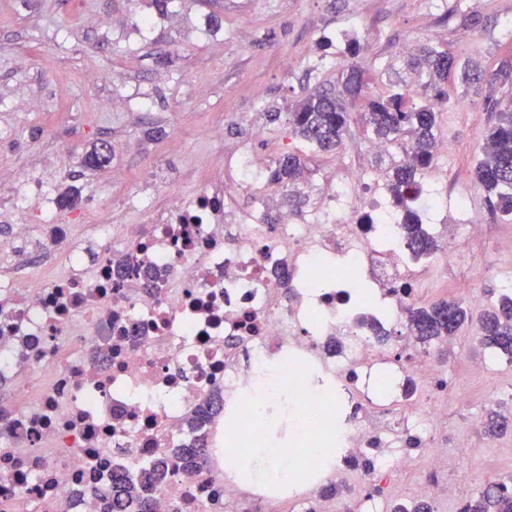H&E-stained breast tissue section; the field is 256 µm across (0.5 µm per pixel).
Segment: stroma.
Segmentation results:
<instances>
[{
	"mask_svg": "<svg viewBox=\"0 0 512 512\" xmlns=\"http://www.w3.org/2000/svg\"><path fill=\"white\" fill-rule=\"evenodd\" d=\"M151 0H0V165L19 180L40 177L38 156L52 154L54 193L66 191L68 176L80 179L78 237L97 229L96 209L112 203V225L146 223L151 206L164 192L146 198L147 172L172 176V190L188 192L222 171L226 152L249 141L255 154L273 157L287 137L285 120L267 113L289 105L319 86L336 88L351 64L363 71L364 91L374 96L390 89L407 92L409 107L431 102L423 88L408 90L406 59L424 44L456 59L478 61L487 70L512 64V0H173L148 35L127 24ZM106 14L122 28L100 30L87 16ZM222 23L221 39L200 28L201 19ZM357 37L358 56H350L344 34ZM295 63L282 69L284 60ZM96 82H89V75ZM448 103L438 114L455 150L444 160L448 186L473 183L482 157L479 147L495 120L494 107L505 91L498 83L468 87L449 81ZM127 96L121 112H104L100 100ZM364 102L348 110L351 120L343 152L366 167L386 172L392 160L366 154L369 135L362 119ZM224 128V140L207 139L208 127ZM112 142L111 170L85 172L83 160L95 145ZM512 227L490 221L471 240L473 257L440 266L420 281L430 301L476 289L473 314L495 307L502 279H512V255L497 251V240ZM476 324L465 325L448 342L440 365L448 376V435L443 444L457 455L481 449L486 468L468 477L445 472L455 482L454 497L433 505L434 512H460L462 503L491 481L512 480V427L489 437L473 430L471 418L494 409L491 393L512 391V370L491 362L479 377L468 374L460 358L488 354L475 338Z\"/></svg>",
	"mask_w": 512,
	"mask_h": 512,
	"instance_id": "stroma-1",
	"label": "stroma"
}]
</instances>
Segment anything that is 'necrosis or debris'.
I'll return each mask as SVG.
<instances>
[{"label":"necrosis or debris","mask_w":512,"mask_h":512,"mask_svg":"<svg viewBox=\"0 0 512 512\" xmlns=\"http://www.w3.org/2000/svg\"><path fill=\"white\" fill-rule=\"evenodd\" d=\"M230 162L231 176L170 193L118 234L101 204L84 244L42 181L0 170L14 223L48 227L30 248L0 236V382L12 387L0 394V512H104L113 475L138 477L189 442L185 418L214 395L224 407L202 430L204 455L154 486L161 506L238 512L258 498L333 512L322 484L361 496L420 458H445L433 439L447 427L445 371L432 350L402 361L379 336L406 335L418 282L478 226L471 188L420 200L453 218L429 225L437 247L418 255L368 168L339 167L301 217L264 180L267 159L240 145ZM48 256L54 270L18 287ZM352 273L367 300L352 301ZM268 381L266 410L286 396L299 416L282 457L299 475L291 484L244 477L245 446L269 433L255 414Z\"/></svg>","instance_id":"obj_1"}]
</instances>
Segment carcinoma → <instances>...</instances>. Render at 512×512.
<instances>
[{
	"label": "carcinoma",
	"mask_w": 512,
	"mask_h": 512,
	"mask_svg": "<svg viewBox=\"0 0 512 512\" xmlns=\"http://www.w3.org/2000/svg\"><path fill=\"white\" fill-rule=\"evenodd\" d=\"M408 66L424 70L429 77L427 87L439 105L448 101L444 88L451 75L463 83L480 81L484 72L466 61L460 63L448 53L425 45L419 55L408 60ZM363 95L360 67L352 64L342 82V89L332 92L316 88L304 99L288 108L290 133L305 146L320 151H335L342 145L349 112L347 103ZM405 95L391 91L366 99L364 118L375 137L390 142H410L407 159L394 166L388 174L389 191L396 206L405 210L406 244L417 254L428 253L436 242L424 230L421 219L411 207L413 197L407 190L416 185L418 171L433 159V137L437 127L434 106L409 110ZM484 154L474 170L475 181L486 192L491 209L502 219L512 218V110H499L497 120L484 136ZM304 176V159L288 153L277 159L270 170L275 184L296 185ZM472 319L470 310L454 298L438 300L427 307L409 311L411 337L416 344L430 346L456 335ZM479 340L495 353L512 360V298L501 296L499 306L485 311L479 318ZM508 428L507 421L496 410L487 414L484 429L489 436H498ZM160 461L141 473L139 479L124 475L113 481L112 512H160L159 502L148 493L147 484L159 475ZM461 512H512V486L489 482L466 501Z\"/></svg>",
	"instance_id": "1"
}]
</instances>
